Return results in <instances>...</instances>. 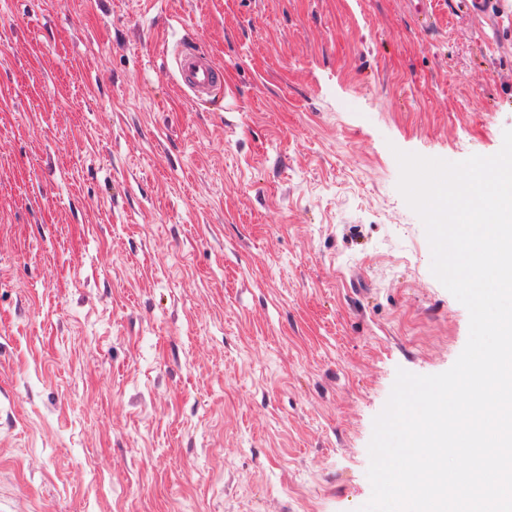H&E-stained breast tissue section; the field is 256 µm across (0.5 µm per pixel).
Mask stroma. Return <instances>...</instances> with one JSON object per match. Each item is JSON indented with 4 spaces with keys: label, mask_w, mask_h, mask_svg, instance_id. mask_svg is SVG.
<instances>
[{
    "label": "stroma",
    "mask_w": 512,
    "mask_h": 512,
    "mask_svg": "<svg viewBox=\"0 0 512 512\" xmlns=\"http://www.w3.org/2000/svg\"><path fill=\"white\" fill-rule=\"evenodd\" d=\"M0 0V501L358 512L398 370L452 367L395 150L512 129V0ZM193 41L228 96L192 106ZM172 73L176 84L194 105L212 104L224 91V67L200 46L181 44L173 51Z\"/></svg>",
    "instance_id": "35a3bbf8"
}]
</instances>
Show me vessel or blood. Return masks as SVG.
<instances>
[{"mask_svg": "<svg viewBox=\"0 0 512 512\" xmlns=\"http://www.w3.org/2000/svg\"><path fill=\"white\" fill-rule=\"evenodd\" d=\"M172 73L176 84L194 105H207L224 90V68L196 44H182L173 51Z\"/></svg>", "mask_w": 512, "mask_h": 512, "instance_id": "b4317fda", "label": "vessel or blood"}]
</instances>
